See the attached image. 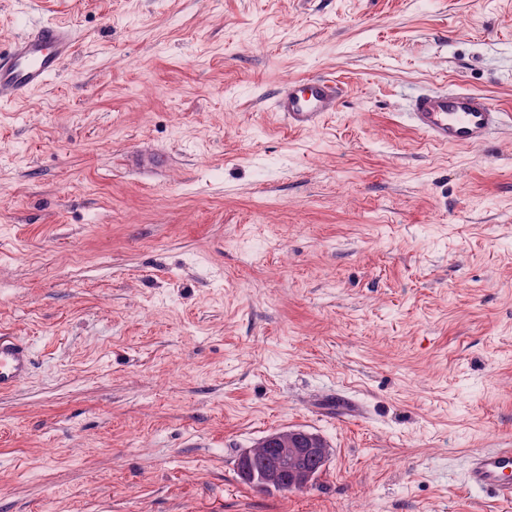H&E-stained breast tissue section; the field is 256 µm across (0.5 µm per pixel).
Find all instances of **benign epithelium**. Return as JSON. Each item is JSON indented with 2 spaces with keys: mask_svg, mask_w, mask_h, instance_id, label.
<instances>
[{
  "mask_svg": "<svg viewBox=\"0 0 512 512\" xmlns=\"http://www.w3.org/2000/svg\"><path fill=\"white\" fill-rule=\"evenodd\" d=\"M260 445L272 451V458L257 461L255 450L238 459V474L260 491L295 492L311 486L319 467L330 457L324 439L304 430H283L264 437Z\"/></svg>",
  "mask_w": 512,
  "mask_h": 512,
  "instance_id": "7a95c632",
  "label": "benign epithelium"
}]
</instances>
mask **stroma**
Here are the masks:
<instances>
[{
    "mask_svg": "<svg viewBox=\"0 0 512 512\" xmlns=\"http://www.w3.org/2000/svg\"><path fill=\"white\" fill-rule=\"evenodd\" d=\"M71 26L0 105V512H512L464 483L512 448V0H0V49ZM336 80L315 128L284 83ZM423 90L507 111L485 144ZM321 435L289 494L236 463ZM74 49L71 29L56 23L37 25L15 38L6 51H0V103L12 102L46 84ZM410 120L418 132L443 145H474L501 122L502 112L483 95L423 93L412 103ZM28 346L15 336H0V391L16 387L30 373ZM255 448L258 458L265 456L267 449L273 455L269 461L259 463L255 450L243 452L238 459V474L260 491L295 492L311 486L319 467L330 457L324 439L304 430H283L264 437ZM322 471L320 468L317 476ZM316 476V478H317Z\"/></svg>",
    "mask_w": 512,
    "mask_h": 512,
    "instance_id": "35a3bbf8",
    "label": "stroma"
}]
</instances>
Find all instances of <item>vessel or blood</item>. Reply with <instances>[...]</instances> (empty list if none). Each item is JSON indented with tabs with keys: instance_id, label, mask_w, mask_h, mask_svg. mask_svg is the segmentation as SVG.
<instances>
[{
	"instance_id": "obj_1",
	"label": "vessel or blood",
	"mask_w": 512,
	"mask_h": 512,
	"mask_svg": "<svg viewBox=\"0 0 512 512\" xmlns=\"http://www.w3.org/2000/svg\"><path fill=\"white\" fill-rule=\"evenodd\" d=\"M70 28L44 23L15 38L0 51V103L43 86L56 76L73 54ZM339 86L326 77L306 78L288 86L276 99V110L295 129L316 127L335 111ZM502 114L483 95L470 92L424 93L412 103L410 120L418 132L443 145H474L501 122ZM28 346L14 336H0V391L16 387L29 374ZM468 488L486 491L495 501L512 503V448H486L473 452L466 469Z\"/></svg>"
}]
</instances>
